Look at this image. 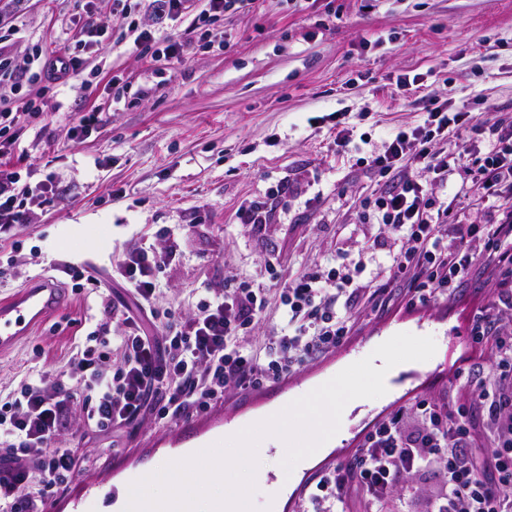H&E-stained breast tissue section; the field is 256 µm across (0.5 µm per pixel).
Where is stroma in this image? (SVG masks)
I'll use <instances>...</instances> for the list:
<instances>
[{
    "mask_svg": "<svg viewBox=\"0 0 512 512\" xmlns=\"http://www.w3.org/2000/svg\"><path fill=\"white\" fill-rule=\"evenodd\" d=\"M90 11L108 37L80 74L65 85L19 78L13 106L35 99L39 115L16 127L10 162L35 182L53 176L63 194L36 210L14 246L0 249V298L45 269L79 262L120 292L108 276L113 256L134 242L164 247L175 224L188 233L158 274L164 307L187 313L196 306L193 289L265 285L271 271L285 275L344 252L360 255L358 277L368 280L380 275L385 253L362 255L358 247L383 236L373 201L387 180L360 159L427 110L418 93L396 88L398 75L419 76L449 109L491 122L512 118V0H255L235 14L173 23L177 33L195 28L177 59L134 51L112 0H25L9 20L13 55L62 47ZM78 111L102 121L72 140ZM340 123L352 133L343 149ZM439 193L451 198L449 223L492 218V204L465 174H449ZM256 199L271 205L272 223H239V207ZM493 289L488 272L478 287L421 313L362 316L350 350L399 325L451 353ZM95 311V295L71 293L66 308L0 356V390L63 366L93 330ZM223 437L219 403L91 439L97 463L48 496L44 512H111L119 487L165 464L162 449Z\"/></svg>",
    "mask_w": 512,
    "mask_h": 512,
    "instance_id": "1",
    "label": "stroma"
}]
</instances>
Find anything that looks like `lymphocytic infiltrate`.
Returning <instances> with one entry per match:
<instances>
[{"mask_svg":"<svg viewBox=\"0 0 512 512\" xmlns=\"http://www.w3.org/2000/svg\"><path fill=\"white\" fill-rule=\"evenodd\" d=\"M128 17L135 49L160 46L179 57L184 35H160L155 27L207 5L210 12L238 11L254 0H113ZM104 26L85 20L65 55L33 54V79L62 83L85 63L79 46L103 42ZM466 129L453 152L440 142L448 128ZM491 140L479 154L474 136ZM370 170L388 175L375 201L385 248V279L362 284L347 265L302 266L268 287L242 280L199 291L197 309H159L156 271L166 254L135 244L112 261V277L125 299L101 290L86 267L64 272L75 290H96L103 319L88 343L76 345L66 369H49L0 393V512H42L46 494L65 489L89 462L82 445L61 447L59 437L71 409H78L89 434H121L144 415L162 421L206 412L230 391L244 392L295 374L336 351L351 336L357 315L392 307L414 309L455 299L472 273L496 272L499 283L470 320L471 354L454 371L456 385L439 396L415 397L383 415L360 437L344 462L322 470L304 494L298 512H389L393 501L406 512H512V206L498 208L482 224H452L436 184L464 171L486 199L512 191V124H484L469 112L434 104L422 123L397 131L371 153ZM52 180H23L0 167V248L12 244L33 210L57 195ZM279 295L276 333L265 346L252 343L269 292ZM120 331L104 337L110 323Z\"/></svg>","mask_w":512,"mask_h":512,"instance_id":"1","label":"lymphocytic infiltrate"}]
</instances>
